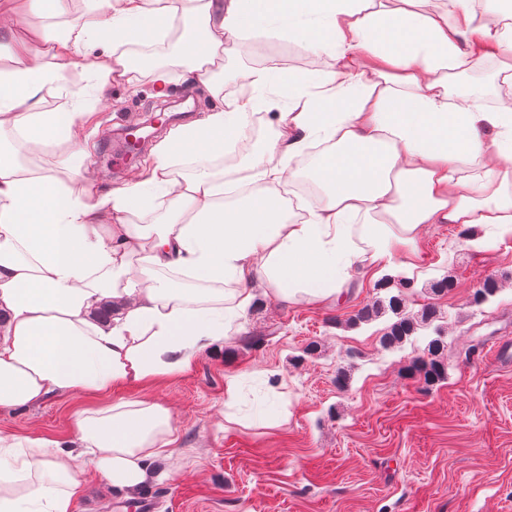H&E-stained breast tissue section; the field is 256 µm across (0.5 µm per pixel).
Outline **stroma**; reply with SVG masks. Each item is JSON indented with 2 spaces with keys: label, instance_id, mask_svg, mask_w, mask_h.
Segmentation results:
<instances>
[{
  "label": "stroma",
  "instance_id": "stroma-1",
  "mask_svg": "<svg viewBox=\"0 0 512 512\" xmlns=\"http://www.w3.org/2000/svg\"><path fill=\"white\" fill-rule=\"evenodd\" d=\"M173 75L169 100H189V119L209 106L201 86L185 82L172 43L156 46ZM88 169L101 187L131 179L136 162L119 163L116 142L126 126L158 111L149 75L136 88L112 85ZM415 268L387 273L411 280L410 311L432 304L448 343V376L426 387L412 369L427 355L433 330L384 349L386 315L358 321L396 286L365 283L320 305L296 297L282 303L263 292L233 322L220 351L148 390L168 406L178 441L155 464L154 512H512V367L497 363L491 344L512 337V236L477 232L463 238L450 224L421 233ZM450 274L448 292L431 281ZM496 278L487 303L475 288ZM317 342L318 351L305 347ZM235 381L233 403L224 397ZM81 397L62 395L29 409L0 410V429L24 436L66 433ZM237 417L227 425V417ZM77 512H136V500L93 471Z\"/></svg>",
  "mask_w": 512,
  "mask_h": 512
}]
</instances>
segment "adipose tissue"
<instances>
[{"label": "adipose tissue", "instance_id": "1", "mask_svg": "<svg viewBox=\"0 0 512 512\" xmlns=\"http://www.w3.org/2000/svg\"><path fill=\"white\" fill-rule=\"evenodd\" d=\"M473 3L88 0L81 24L21 44V18H0V41L24 56L0 67V409L90 400L68 436L0 430V512H75L87 466L131 493L152 481L174 416L123 389L159 386L221 347L256 282L283 303H323L353 275L373 281L415 257L425 225L512 236V95L487 107L451 89L495 60L512 92V21ZM186 20L180 60L214 105L172 127L135 179L102 189L81 99L134 83L131 46L164 43ZM262 38L331 65L272 57L246 70L245 93L224 95L225 58ZM77 69L89 87L46 111ZM273 108V133L244 166L250 188L225 201L217 160ZM308 154L322 195L293 217L281 189ZM106 302L118 309L102 324Z\"/></svg>", "mask_w": 512, "mask_h": 512}]
</instances>
